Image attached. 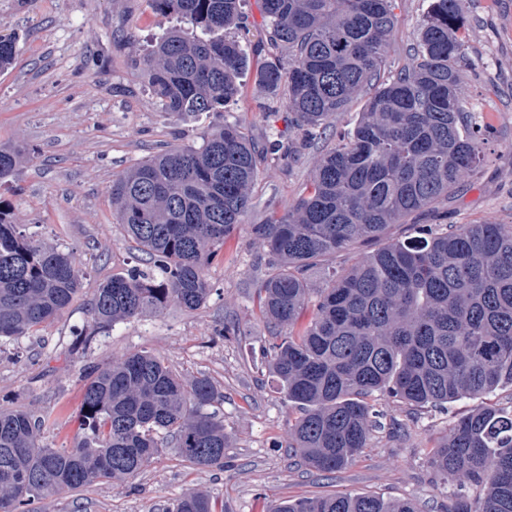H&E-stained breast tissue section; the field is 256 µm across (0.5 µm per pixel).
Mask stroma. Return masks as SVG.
Wrapping results in <instances>:
<instances>
[{
  "label": "stroma",
  "instance_id": "stroma-1",
  "mask_svg": "<svg viewBox=\"0 0 512 512\" xmlns=\"http://www.w3.org/2000/svg\"><path fill=\"white\" fill-rule=\"evenodd\" d=\"M429 0H395L389 66L403 64ZM467 53L458 71L466 110L485 126L481 162L421 224H512V0H468ZM261 15L248 0L242 19L251 49L237 100L223 114L162 111L143 64L152 41L176 21L148 0H0V34L17 37L15 59L0 70V145H23L25 161L0 198L33 239L73 252L81 290L55 320L27 336L0 340V407L44 416L41 442L69 448L82 436L87 367L147 351L175 373L205 376L223 392L216 411L229 438V470L200 468L166 448L139 474L94 483L35 502V512H164L183 495L209 493L216 512H269L274 505L341 493L408 499L419 512H443L456 485L429 464L439 437L466 409L410 412L378 401L383 423L371 446L341 472L320 475L288 454V404L269 371L275 334L261 318L255 291L271 270L251 225L283 211L305 188L315 160L353 126L361 101L337 115L293 161L267 158L253 189L247 225L226 241L208 270L209 301L189 311L169 305L109 329L95 328L89 302L100 283L156 269L118 224L110 187L132 164L169 146L201 143L222 122H239L255 140L288 138L279 96L259 74L255 51ZM230 325L237 336L216 331ZM90 332L82 342L76 329Z\"/></svg>",
  "mask_w": 512,
  "mask_h": 512
}]
</instances>
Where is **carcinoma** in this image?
<instances>
[{"mask_svg":"<svg viewBox=\"0 0 512 512\" xmlns=\"http://www.w3.org/2000/svg\"><path fill=\"white\" fill-rule=\"evenodd\" d=\"M152 10L190 20L173 27L144 58L166 112L224 111L240 93L245 52L230 30L242 0H149ZM394 0H259L270 58L260 74L284 86L287 142L258 143L224 123L199 145L150 156L112 180L118 223L152 257L162 278L129 274L99 285L90 314L99 328L171 303L196 310L213 294L206 268L246 223L258 164L293 159L306 138L366 97L352 129L317 161L308 193L250 225L273 272L258 288L262 318L291 328L270 350L271 372L297 410L288 449L312 470L335 474L368 447L379 412L371 400L411 408L462 400L477 404L437 441L431 466L445 483H467L448 512H512V408L485 398L512 386V225H419L345 269L321 262L448 198L480 162L481 129L465 120L458 64L466 55L465 0H430L409 61L385 75ZM16 38L0 34V69ZM26 156L0 146V182ZM73 257L17 230L0 200V338L52 322L81 285ZM224 394L206 377L185 381L140 352L111 360L83 385L84 435L71 448H46V419L0 411V512H30L46 496L130 477L165 448L199 467H224L227 436L214 407ZM171 512H215L203 492ZM271 512H418L412 501L343 494L282 502Z\"/></svg>","mask_w":512,"mask_h":512,"instance_id":"obj_1","label":"carcinoma"}]
</instances>
